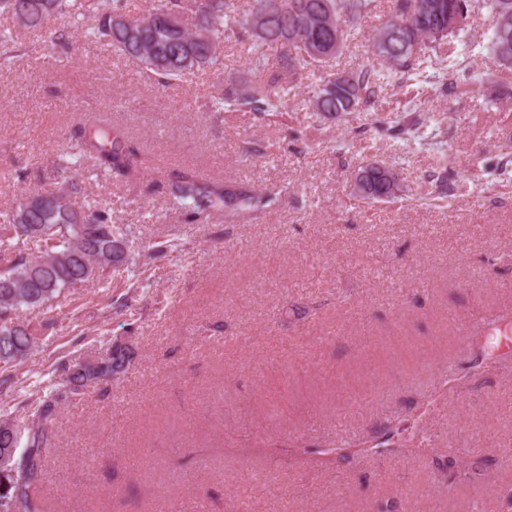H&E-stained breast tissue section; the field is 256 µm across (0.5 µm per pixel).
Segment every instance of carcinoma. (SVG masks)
<instances>
[{
	"mask_svg": "<svg viewBox=\"0 0 512 512\" xmlns=\"http://www.w3.org/2000/svg\"><path fill=\"white\" fill-rule=\"evenodd\" d=\"M237 0H145L141 11L131 12L128 0H92L93 23L88 36L138 61L162 82L179 81L200 70L223 67L217 48L224 38V24L247 33L274 52L279 69L269 78L262 73V56L250 61L253 78L231 80L211 99L213 112L247 109L270 112L278 108L284 84L295 83L312 64L327 63L341 51L345 26L373 14L377 0H248L238 12ZM71 0H0V14L10 16L22 29H42L50 21L61 25L60 36L74 24ZM486 10L491 19L489 50L512 70V0H395L393 14L373 37L374 53L387 67H364L348 73H326L312 101V111L334 117L358 108L368 109L387 75H418L425 55L418 48L439 43L432 30L444 27L452 35L465 26L472 11ZM20 57L12 32H0V66ZM101 171L117 169L138 174L142 159L127 144L121 130L97 123L82 128L58 158L66 171L86 159ZM74 184L64 180L50 190H34V208L24 200L0 221V247L10 249L14 240L29 239L37 253H18L0 271V361L10 364L30 351V330L12 322V315L51 304L62 290L94 281L100 271L132 263L130 231L112 222L108 210L97 205L77 208L71 201ZM399 192L398 181L380 185L368 202H385ZM281 190L257 191L237 183H215L184 173L172 182L168 205L197 219L221 216L226 222L257 218L272 209ZM100 362L87 368L72 360L64 367L62 389L43 396L34 408V419L14 429L0 422V457L13 452L16 462L28 463V474L14 497L0 501V512H38L35 489L44 476V457L51 424L62 400L86 394L101 381L123 375L134 358L132 347L108 341Z\"/></svg>",
	"mask_w": 512,
	"mask_h": 512,
	"instance_id": "carcinoma-1",
	"label": "carcinoma"
}]
</instances>
